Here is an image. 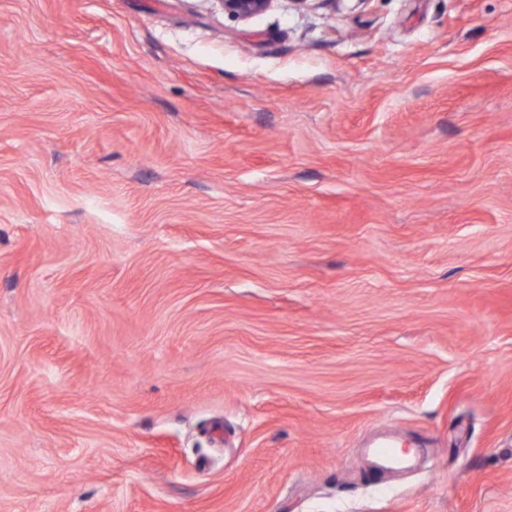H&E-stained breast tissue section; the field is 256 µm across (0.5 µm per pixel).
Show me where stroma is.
I'll use <instances>...</instances> for the list:
<instances>
[{
    "label": "stroma",
    "mask_w": 512,
    "mask_h": 512,
    "mask_svg": "<svg viewBox=\"0 0 512 512\" xmlns=\"http://www.w3.org/2000/svg\"><path fill=\"white\" fill-rule=\"evenodd\" d=\"M0 512H512V0H0ZM220 10L233 19L247 21L270 10L276 0H214Z\"/></svg>",
    "instance_id": "35a3bbf8"
}]
</instances>
